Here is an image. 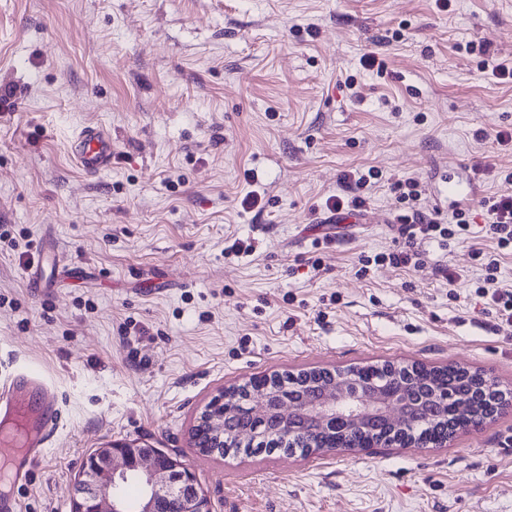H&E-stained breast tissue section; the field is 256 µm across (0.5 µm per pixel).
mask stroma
Listing matches in <instances>:
<instances>
[{
  "mask_svg": "<svg viewBox=\"0 0 512 512\" xmlns=\"http://www.w3.org/2000/svg\"><path fill=\"white\" fill-rule=\"evenodd\" d=\"M503 61L512 0H0V231L32 244L0 242V377L39 367L62 409L22 512H71L84 458L114 441L179 456L212 512H512V408L443 448L213 459L190 440L214 395L263 374L420 362L512 389V331L473 286L485 239L356 275L397 244L392 182L446 220L502 192L472 167H512ZM86 126L111 133L110 170L73 159ZM371 168L364 211L338 221L326 199ZM452 177L475 193L449 197ZM251 191L262 211L240 207ZM234 238L253 253L225 256Z\"/></svg>",
  "mask_w": 512,
  "mask_h": 512,
  "instance_id": "35a3bbf8",
  "label": "stroma"
}]
</instances>
